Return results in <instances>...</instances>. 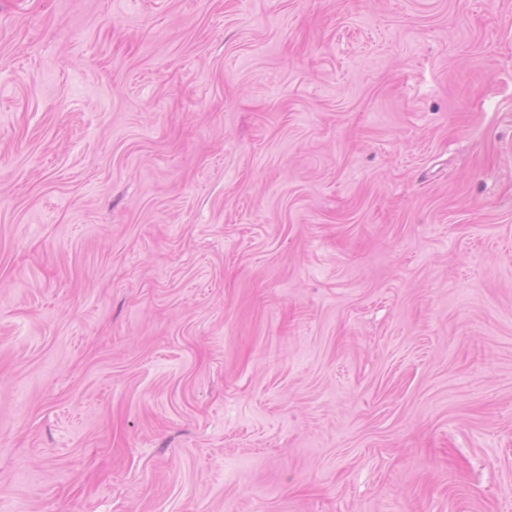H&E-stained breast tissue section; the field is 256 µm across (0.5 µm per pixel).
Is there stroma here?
Returning <instances> with one entry per match:
<instances>
[{
    "label": "stroma",
    "instance_id": "1",
    "mask_svg": "<svg viewBox=\"0 0 512 512\" xmlns=\"http://www.w3.org/2000/svg\"><path fill=\"white\" fill-rule=\"evenodd\" d=\"M0 512H512V0H0Z\"/></svg>",
    "mask_w": 512,
    "mask_h": 512
}]
</instances>
